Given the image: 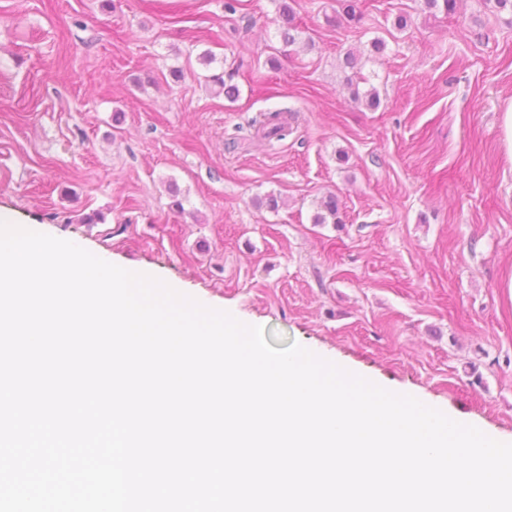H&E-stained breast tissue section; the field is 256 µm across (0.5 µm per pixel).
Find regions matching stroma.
<instances>
[{
  "mask_svg": "<svg viewBox=\"0 0 512 512\" xmlns=\"http://www.w3.org/2000/svg\"><path fill=\"white\" fill-rule=\"evenodd\" d=\"M225 2L0 0V213L511 440L512 13L295 0L289 46L275 0ZM255 122L262 128L264 138H277V140H282L288 134L289 124L287 120L282 117V112L268 111L260 113L259 120Z\"/></svg>",
  "mask_w": 512,
  "mask_h": 512,
  "instance_id": "stroma-1",
  "label": "stroma"
}]
</instances>
